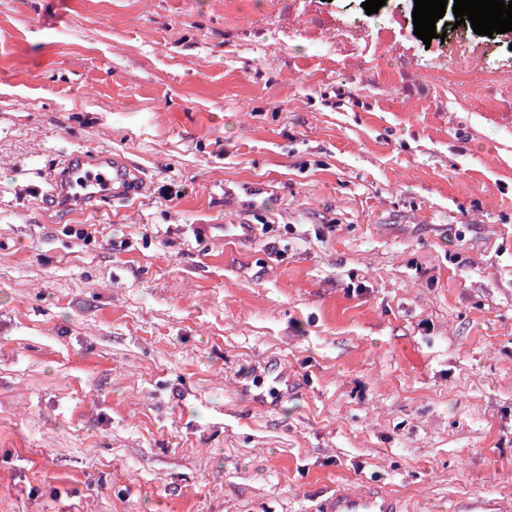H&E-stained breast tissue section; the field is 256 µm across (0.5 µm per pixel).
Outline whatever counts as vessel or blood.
<instances>
[{
	"instance_id": "b4317fda",
	"label": "vessel or blood",
	"mask_w": 512,
	"mask_h": 512,
	"mask_svg": "<svg viewBox=\"0 0 512 512\" xmlns=\"http://www.w3.org/2000/svg\"><path fill=\"white\" fill-rule=\"evenodd\" d=\"M63 167V173L44 192L45 200L57 206L74 199L86 207L105 198L122 202L143 189L137 166L122 155L75 150L67 155ZM320 512H407V506L390 491L340 483L321 501Z\"/></svg>"
}]
</instances>
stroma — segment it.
<instances>
[{"instance_id":"35a3bbf8","label":"stroma","mask_w":512,"mask_h":512,"mask_svg":"<svg viewBox=\"0 0 512 512\" xmlns=\"http://www.w3.org/2000/svg\"><path fill=\"white\" fill-rule=\"evenodd\" d=\"M362 3L0 0V512H512V122ZM77 149L145 191L43 204ZM367 39L381 52L392 49H404L400 30L391 23H382L374 27L367 35ZM406 503L394 493L366 485L356 489L348 483L336 484L320 503V512H407Z\"/></svg>"}]
</instances>
